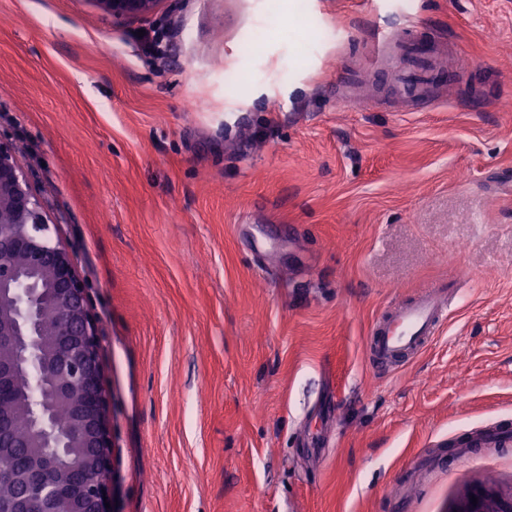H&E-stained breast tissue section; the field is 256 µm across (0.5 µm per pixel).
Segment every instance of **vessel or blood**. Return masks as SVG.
<instances>
[{"label":"vessel or blood","instance_id":"obj_1","mask_svg":"<svg viewBox=\"0 0 512 512\" xmlns=\"http://www.w3.org/2000/svg\"><path fill=\"white\" fill-rule=\"evenodd\" d=\"M375 54L390 55L396 65L387 80L404 101L433 99L456 78L455 71L439 67L444 46L428 38L423 26L407 24L397 34L372 36ZM447 287L429 286L409 303L381 314L368 342L370 355L381 365L397 368L418 356L440 334L449 314Z\"/></svg>","mask_w":512,"mask_h":512}]
</instances>
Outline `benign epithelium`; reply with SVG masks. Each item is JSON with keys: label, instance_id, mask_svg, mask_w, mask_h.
Masks as SVG:
<instances>
[{"label": "benign epithelium", "instance_id": "7a95c632", "mask_svg": "<svg viewBox=\"0 0 512 512\" xmlns=\"http://www.w3.org/2000/svg\"><path fill=\"white\" fill-rule=\"evenodd\" d=\"M117 21L153 14L161 0H91ZM55 317L48 324L45 317ZM99 318L78 262L50 235L42 197L14 147L0 138V459L28 462L0 475V512H112L110 396ZM65 414L68 428L58 427ZM29 434H15L16 415ZM453 512H512V493H472Z\"/></svg>", "mask_w": 512, "mask_h": 512}]
</instances>
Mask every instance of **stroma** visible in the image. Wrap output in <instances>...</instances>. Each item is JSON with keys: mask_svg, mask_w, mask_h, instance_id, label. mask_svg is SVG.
Returning <instances> with one entry per match:
<instances>
[{"mask_svg": "<svg viewBox=\"0 0 512 512\" xmlns=\"http://www.w3.org/2000/svg\"><path fill=\"white\" fill-rule=\"evenodd\" d=\"M408 23L483 81L404 111L369 52ZM149 27L165 56L133 39ZM508 100L512 0H163L126 22L0 0V137L100 319L113 512H454L512 491L511 443L455 445L512 431ZM465 271L443 333L373 369L375 318Z\"/></svg>", "mask_w": 512, "mask_h": 512, "instance_id": "35a3bbf8", "label": "stroma"}]
</instances>
